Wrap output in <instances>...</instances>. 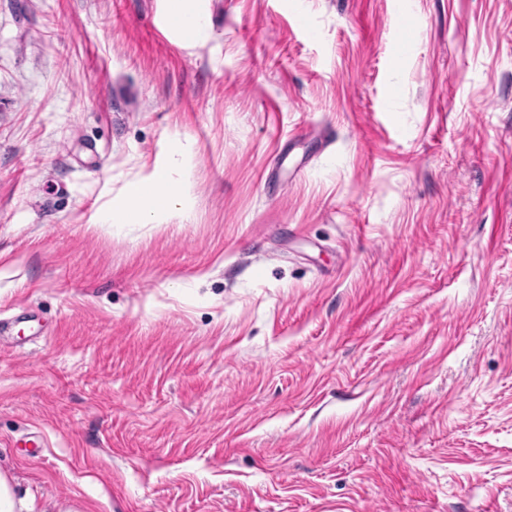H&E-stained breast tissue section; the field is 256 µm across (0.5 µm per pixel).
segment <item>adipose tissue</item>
Masks as SVG:
<instances>
[{"instance_id":"ef3b65f1","label":"adipose tissue","mask_w":512,"mask_h":512,"mask_svg":"<svg viewBox=\"0 0 512 512\" xmlns=\"http://www.w3.org/2000/svg\"><path fill=\"white\" fill-rule=\"evenodd\" d=\"M185 197V188L170 184L166 176L156 171L134 189L131 197L113 206L109 221L113 224H149L158 214L181 211Z\"/></svg>"}]
</instances>
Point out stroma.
I'll return each instance as SVG.
<instances>
[{"instance_id": "1", "label": "stroma", "mask_w": 512, "mask_h": 512, "mask_svg": "<svg viewBox=\"0 0 512 512\" xmlns=\"http://www.w3.org/2000/svg\"><path fill=\"white\" fill-rule=\"evenodd\" d=\"M0 319L32 512H512V0H0ZM164 186V190H157ZM187 189L168 182L161 172L154 171L138 185L130 196L121 203L113 206L109 222L113 224H151L156 215L161 213H176L185 205ZM136 196V197H134ZM144 196L150 197V207H142L138 200Z\"/></svg>"}]
</instances>
